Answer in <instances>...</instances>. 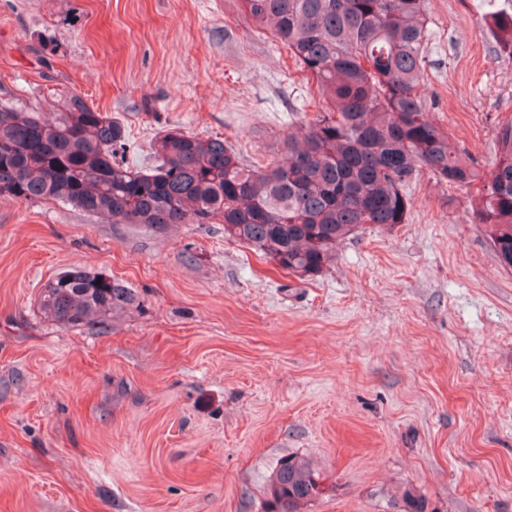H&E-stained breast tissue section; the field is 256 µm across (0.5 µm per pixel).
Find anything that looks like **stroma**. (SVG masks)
I'll list each match as a JSON object with an SVG mask.
<instances>
[{"label": "stroma", "instance_id": "obj_1", "mask_svg": "<svg viewBox=\"0 0 512 512\" xmlns=\"http://www.w3.org/2000/svg\"><path fill=\"white\" fill-rule=\"evenodd\" d=\"M512 0H424L419 92L481 166L512 121V59L484 25ZM126 126L223 136L278 160L314 83L242 0H0V107L55 117L66 95ZM406 223L277 268L224 226L112 224L0 196V512H265L277 461L326 486L306 512H512V270L470 219L477 188L418 172ZM81 267L135 289L107 325L37 298ZM395 512H427L428 504L424 496L406 489L399 498L392 501Z\"/></svg>", "mask_w": 512, "mask_h": 512}]
</instances>
